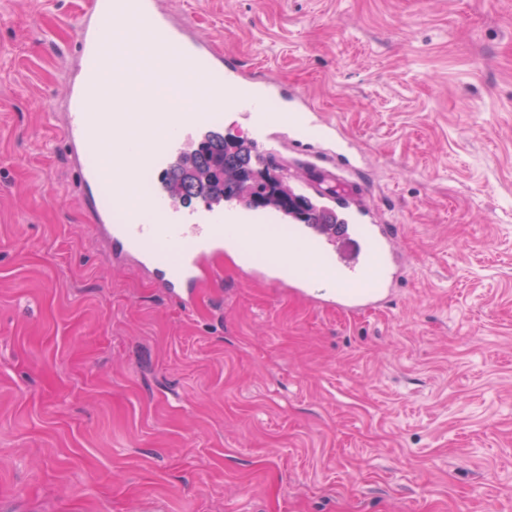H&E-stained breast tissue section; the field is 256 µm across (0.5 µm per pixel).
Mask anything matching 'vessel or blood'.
<instances>
[{"label":"vessel or blood","mask_w":512,"mask_h":512,"mask_svg":"<svg viewBox=\"0 0 512 512\" xmlns=\"http://www.w3.org/2000/svg\"><path fill=\"white\" fill-rule=\"evenodd\" d=\"M81 69L67 78L61 133L80 175L83 206L92 213L98 237L118 259L134 258L156 277L157 287L178 298L185 310L218 271L204 273L205 261L231 246L269 257L272 280L307 295L323 288L326 301L354 311L385 300L393 282L395 234L387 224H352L353 210L336 197L343 224L275 227L244 219L235 203L221 208L186 207L160 192L141 194L142 182L166 166L213 116L242 112L262 137L256 147L275 155L269 136L275 127L294 132L315 128L334 141L336 127L300 92L267 80H247L238 62L171 23L155 0H88L75 20ZM108 96L112 109L93 103ZM339 176L363 179L347 141H334ZM111 159L103 178L92 157ZM109 193L112 207L99 198ZM124 210L114 223L112 210Z\"/></svg>","instance_id":"b4317fda"}]
</instances>
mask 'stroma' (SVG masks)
<instances>
[{"mask_svg":"<svg viewBox=\"0 0 512 512\" xmlns=\"http://www.w3.org/2000/svg\"><path fill=\"white\" fill-rule=\"evenodd\" d=\"M158 4L340 126L395 288L345 312L225 253L188 314L114 262L48 112L87 0H0V512H512V0Z\"/></svg>","mask_w":512,"mask_h":512,"instance_id":"stroma-1","label":"stroma"}]
</instances>
